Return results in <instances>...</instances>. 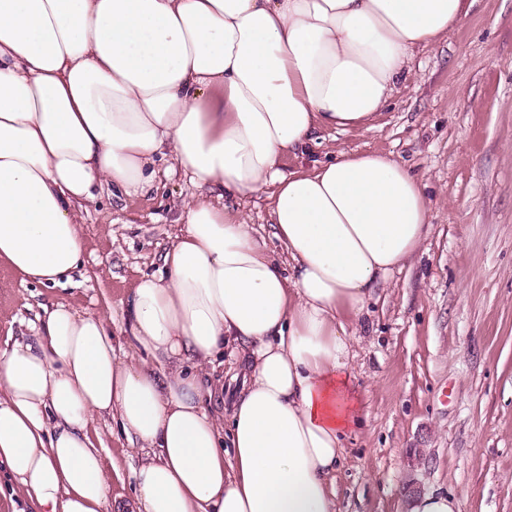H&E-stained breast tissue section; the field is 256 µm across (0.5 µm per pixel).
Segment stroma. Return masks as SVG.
I'll return each mask as SVG.
<instances>
[{
  "instance_id": "35a3bbf8",
  "label": "stroma",
  "mask_w": 512,
  "mask_h": 512,
  "mask_svg": "<svg viewBox=\"0 0 512 512\" xmlns=\"http://www.w3.org/2000/svg\"><path fill=\"white\" fill-rule=\"evenodd\" d=\"M371 131H321L283 172L378 151L422 177L430 202L418 255L378 288L360 319L353 370L364 414L336 474L339 512H403L408 486L463 497L462 512H512V0H474L460 26L416 51ZM156 159L142 194L108 190L81 210L84 254L68 280L23 281L0 262V349L45 307L106 318L125 339L132 288L157 272L194 194ZM255 236L280 253L265 194L239 200ZM98 445L130 502L144 457L111 418Z\"/></svg>"
}]
</instances>
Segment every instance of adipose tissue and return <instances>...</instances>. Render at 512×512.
Listing matches in <instances>:
<instances>
[{"label": "adipose tissue", "instance_id": "ef3b65f1", "mask_svg": "<svg viewBox=\"0 0 512 512\" xmlns=\"http://www.w3.org/2000/svg\"><path fill=\"white\" fill-rule=\"evenodd\" d=\"M472 4L0 0V261L68 277L80 208L104 186L148 188L155 157L197 190L162 269L132 290L128 333L147 359L64 304L0 350V464L37 512H105L89 432L104 416L147 451L129 512H338L360 318L419 251L429 201L379 152L280 164L317 131L373 129L415 49ZM259 192L287 262L224 204ZM225 347L227 394L205 381Z\"/></svg>", "mask_w": 512, "mask_h": 512}]
</instances>
